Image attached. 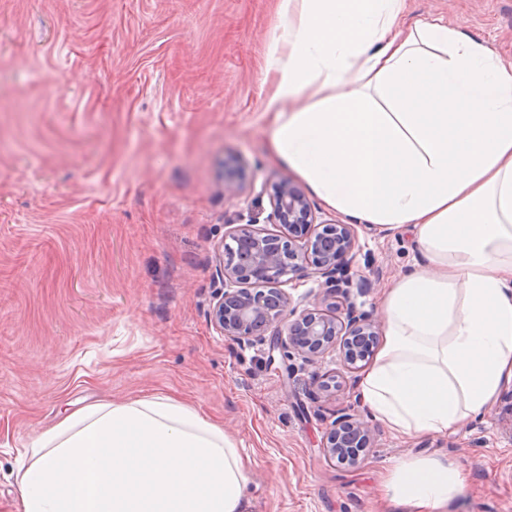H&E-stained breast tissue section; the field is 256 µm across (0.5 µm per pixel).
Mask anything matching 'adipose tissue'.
<instances>
[{
	"label": "adipose tissue",
	"instance_id": "1",
	"mask_svg": "<svg viewBox=\"0 0 512 512\" xmlns=\"http://www.w3.org/2000/svg\"><path fill=\"white\" fill-rule=\"evenodd\" d=\"M406 0H280L266 70L274 161L329 209L409 229L422 263L385 289L382 343L357 397L394 436L445 434L512 379V64ZM21 512H250V460L168 395L98 401L23 448ZM467 480L432 456L382 486L447 512Z\"/></svg>",
	"mask_w": 512,
	"mask_h": 512
}]
</instances>
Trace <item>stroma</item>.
Instances as JSON below:
<instances>
[{
    "mask_svg": "<svg viewBox=\"0 0 512 512\" xmlns=\"http://www.w3.org/2000/svg\"><path fill=\"white\" fill-rule=\"evenodd\" d=\"M279 0H0V512L18 453L71 403L165 394L251 459V512H398L387 470L445 455L470 479L448 512H512V380L459 433L376 426L355 468L321 452L354 391L217 333L215 247L293 173L268 152L265 55ZM512 62V0H406ZM239 187L224 191L225 176ZM355 305L374 318L411 234L356 226Z\"/></svg>",
    "mask_w": 512,
    "mask_h": 512,
    "instance_id": "1",
    "label": "stroma"
}]
</instances>
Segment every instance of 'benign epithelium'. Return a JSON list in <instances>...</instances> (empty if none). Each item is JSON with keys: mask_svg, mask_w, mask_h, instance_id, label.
<instances>
[{"mask_svg": "<svg viewBox=\"0 0 512 512\" xmlns=\"http://www.w3.org/2000/svg\"><path fill=\"white\" fill-rule=\"evenodd\" d=\"M269 204L265 218L256 213L245 224L229 225L216 248L224 286L215 297L211 324L232 341H267L270 350L296 355L313 367L336 352L350 377L316 371L313 384L322 392L350 386L380 337L379 322L350 300L356 232L336 220L316 222L313 204L288 179L275 183ZM267 224L277 230L270 232ZM308 270L324 278V288L300 310L285 285ZM373 439L367 422L343 411L332 422L322 453L339 465L355 466Z\"/></svg>", "mask_w": 512, "mask_h": 512, "instance_id": "1", "label": "benign epithelium"}]
</instances>
